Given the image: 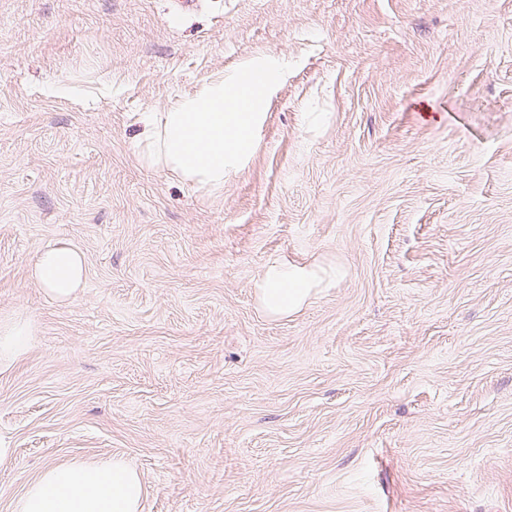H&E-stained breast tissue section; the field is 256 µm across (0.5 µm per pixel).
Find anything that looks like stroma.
I'll return each instance as SVG.
<instances>
[{
    "mask_svg": "<svg viewBox=\"0 0 512 512\" xmlns=\"http://www.w3.org/2000/svg\"><path fill=\"white\" fill-rule=\"evenodd\" d=\"M171 3L0 0V512L101 456L143 512H512V0ZM262 54L241 173L141 162V113ZM276 258L342 275L274 319ZM32 277L53 300L70 302L85 286L83 254L70 243H50L37 256ZM34 332L30 322L22 317L0 321V365L17 361L30 346Z\"/></svg>",
    "mask_w": 512,
    "mask_h": 512,
    "instance_id": "35a3bbf8",
    "label": "stroma"
}]
</instances>
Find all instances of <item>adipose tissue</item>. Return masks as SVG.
Returning <instances> with one entry per match:
<instances>
[{
  "mask_svg": "<svg viewBox=\"0 0 512 512\" xmlns=\"http://www.w3.org/2000/svg\"><path fill=\"white\" fill-rule=\"evenodd\" d=\"M34 280L60 303L74 300L84 288L86 267L78 247L51 243L37 256ZM338 273L331 268L282 259L268 263L257 288L262 311L282 318L299 311ZM33 340L22 317L0 321V364L11 365ZM146 487L138 471L123 459L101 457L47 467L16 500L13 512H143Z\"/></svg>",
  "mask_w": 512,
  "mask_h": 512,
  "instance_id": "adipose-tissue-1",
  "label": "adipose tissue"
}]
</instances>
